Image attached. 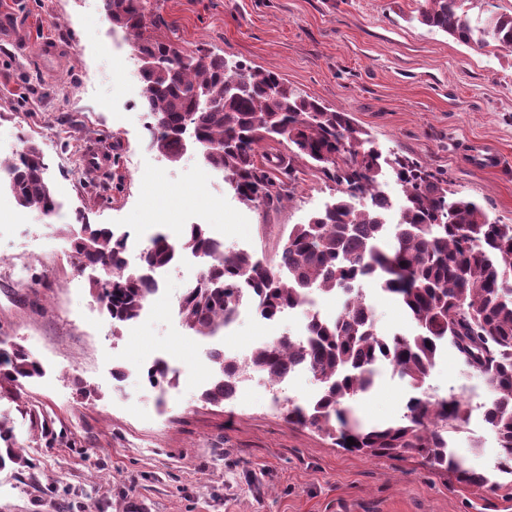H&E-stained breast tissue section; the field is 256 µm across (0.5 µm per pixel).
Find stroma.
Listing matches in <instances>:
<instances>
[{"label": "stroma", "mask_w": 512, "mask_h": 512, "mask_svg": "<svg viewBox=\"0 0 512 512\" xmlns=\"http://www.w3.org/2000/svg\"><path fill=\"white\" fill-rule=\"evenodd\" d=\"M152 3L162 35L184 50L278 73L349 112L382 152L445 173L449 191L512 224V53L420 25L417 0ZM2 11L22 21L17 42L0 41V147H40L58 208L22 210L0 188V251L14 263L0 267V342L22 345L43 368L0 393V419L26 460L0 469V512H512V491L474 490L422 459L351 453L288 424L259 382L221 405L201 400L214 374L208 349L249 353L259 337L296 334L303 313L268 323L251 308L233 331L203 339L178 314L195 278L181 267L152 298V315L113 331L88 287L94 270L74 267L75 212L138 242L204 224L261 259L334 193L305 168L279 210L242 204L196 151L172 163L148 147L138 63L90 0H0ZM48 38L61 49L52 69L37 53ZM89 148L109 155L106 172L85 168ZM365 291L381 335L412 334L393 297L371 284ZM157 358L176 369L162 402L146 378ZM119 364L127 375L117 381ZM426 386L466 400L469 423L453 447L475 469L492 470L498 448L484 420V379L447 348ZM412 393L407 379L384 370L358 401L359 415L400 419Z\"/></svg>", "instance_id": "stroma-1"}]
</instances>
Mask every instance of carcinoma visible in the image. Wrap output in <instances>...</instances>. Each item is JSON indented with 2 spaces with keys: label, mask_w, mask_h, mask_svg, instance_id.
<instances>
[{
  "label": "carcinoma",
  "mask_w": 512,
  "mask_h": 512,
  "mask_svg": "<svg viewBox=\"0 0 512 512\" xmlns=\"http://www.w3.org/2000/svg\"><path fill=\"white\" fill-rule=\"evenodd\" d=\"M469 0H419L415 19L463 44L512 51V13L474 17ZM110 24L128 35L136 58L160 56L164 71L141 70V105L148 146L174 163L185 152L182 131L202 143L204 164L224 173L240 201L273 211L280 208L303 165L333 183L335 201L294 224L275 256L257 260L246 251L221 249L204 224H190L182 237L155 233L142 250L140 271L125 260L126 236L78 214L72 254L79 267H96L104 277L90 289L112 318V328L137 318L152 292L148 273L173 264L180 254L213 255V263L178 301L185 326L215 336L237 314L246 297L272 321L301 308L314 293H345L333 319L315 312L305 336L273 337L248 356L227 359L212 350L218 373L201 394L221 404L255 374L276 385L300 364L320 384L306 405L283 401L288 423L325 433L336 446L371 456L404 454L448 473V479L476 489L495 486L490 474L467 466L451 447L468 419L463 399L437 398L425 387L441 348L485 379V420L496 436V470L512 476V224H499L473 200L448 191V181L418 161L382 152L350 113L295 93L277 73L230 62L202 48L188 54L155 31L161 16L147 0H104ZM209 97L217 108L198 102ZM288 143V156L267 150ZM388 166L403 193L399 219L382 191ZM46 163L30 143L11 165L9 189L17 205L45 216L56 202L45 179ZM394 296L417 332L391 337L378 333L363 285ZM389 366L414 390L396 421L365 428L354 406ZM41 374L23 347L0 348V391ZM151 384L173 388L166 362L147 371ZM352 438L355 444L347 445Z\"/></svg>",
  "instance_id": "carcinoma-1"
}]
</instances>
